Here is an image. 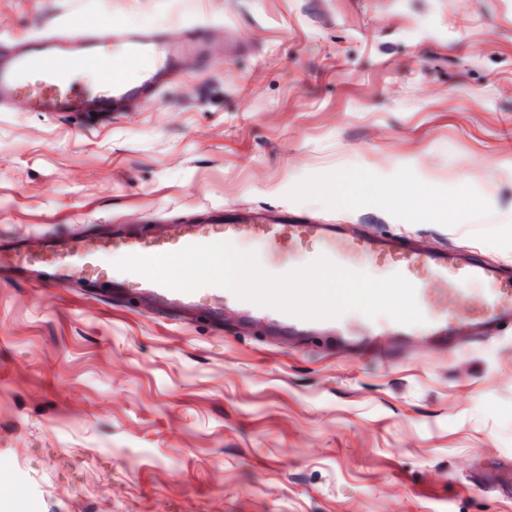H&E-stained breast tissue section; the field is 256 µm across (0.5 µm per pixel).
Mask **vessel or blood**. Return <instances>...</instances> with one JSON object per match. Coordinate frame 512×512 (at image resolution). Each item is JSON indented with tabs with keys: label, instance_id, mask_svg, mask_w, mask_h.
<instances>
[{
	"label": "vessel or blood",
	"instance_id": "obj_1",
	"mask_svg": "<svg viewBox=\"0 0 512 512\" xmlns=\"http://www.w3.org/2000/svg\"><path fill=\"white\" fill-rule=\"evenodd\" d=\"M110 36L121 41L124 53L107 66L101 65L93 40L73 46L61 35L27 38L8 64H0V108L21 97L31 112H115L128 97L155 92L173 77L179 48L167 39L163 27H103L99 37ZM76 66L100 70L94 88L70 82V71ZM32 76L38 81L34 88L27 83ZM216 242L257 243L260 264L273 274L323 255L339 266L374 277L402 274L416 289L425 321L417 326L383 324L352 312L336 319H301L239 299L220 287L183 292L141 273L118 270L110 262L115 255L156 257ZM0 281L63 290L89 287L101 296L134 298L141 310L150 313H179L189 321L201 312L216 327L224 323L225 308L232 307L243 322L267 324L283 336L326 331L341 341L419 333L452 348L457 344L459 320L471 321L487 332L512 324V270L488 263L479 252L423 250L404 237L350 235L340 224H309L285 213L264 220L231 207L212 209L196 223L166 225L151 235L52 234L40 237L33 246L23 237H0Z\"/></svg>",
	"mask_w": 512,
	"mask_h": 512
}]
</instances>
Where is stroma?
<instances>
[{"label":"stroma","instance_id":"obj_1","mask_svg":"<svg viewBox=\"0 0 512 512\" xmlns=\"http://www.w3.org/2000/svg\"><path fill=\"white\" fill-rule=\"evenodd\" d=\"M183 43L107 121L0 111V236L287 210L512 265V0H0L15 41ZM395 187V202L377 187ZM0 283V499L36 512H512V330L334 348Z\"/></svg>","mask_w":512,"mask_h":512}]
</instances>
